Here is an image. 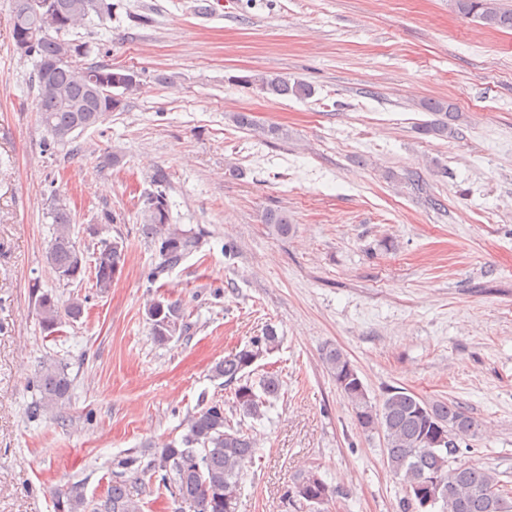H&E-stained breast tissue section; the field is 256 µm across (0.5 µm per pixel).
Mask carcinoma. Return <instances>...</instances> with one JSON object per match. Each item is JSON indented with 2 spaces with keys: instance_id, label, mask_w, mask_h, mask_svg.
<instances>
[{
  "instance_id": "cac0c4a2",
  "label": "carcinoma",
  "mask_w": 512,
  "mask_h": 512,
  "mask_svg": "<svg viewBox=\"0 0 512 512\" xmlns=\"http://www.w3.org/2000/svg\"><path fill=\"white\" fill-rule=\"evenodd\" d=\"M34 0H13L12 38L31 30H44L26 52L33 59L34 84L37 87V112L40 124L51 136L46 148L70 146L77 149V135L104 122L110 115L108 98L93 93L87 76L113 71L109 63L85 62L89 45L64 39L70 29L94 14H112L110 0H55L57 16L49 19L38 13ZM459 14L492 29H512V9L498 0H455ZM79 52L75 60H60L65 46ZM57 90L47 95L44 80ZM271 96L304 99L312 95L311 85L290 81L280 74H261L243 80ZM425 112L437 119L423 126L427 134L451 138L455 134L450 120L454 105L446 101L420 103ZM232 122L264 137L288 138L279 126H259L251 115L237 112ZM142 231L158 245L159 267H173L195 249L202 233L185 231L171 223L165 191L157 189L144 197ZM54 232L46 251V262L57 280L73 284L93 276L95 288L107 293L121 274L125 262L123 240L103 241L94 249L92 259L73 239L71 210L65 199H57L51 210ZM43 332L52 335L62 318L77 321L83 314L82 302L73 298L65 304L48 291L32 288ZM153 336L164 343L186 331L180 303L165 296L150 301L146 309ZM280 340L271 327L263 335L250 339L214 367L215 376L224 385L234 386L232 411L240 417L236 423L226 416L224 402L211 400L184 421V434L154 453L149 460L135 452L117 460L112 481L92 507V512H143L144 502L130 496L126 475L142 484L157 481L192 508V512H237V491L245 465L256 454L257 442L245 420L260 421L267 416L273 399L279 396L280 381L272 373L255 376L257 363L279 348ZM322 358L336 388L355 415L360 428L382 434L387 466L400 480L405 495L401 512H512V487L499 474L475 464L450 465L457 451L456 440L475 436L481 423L459 404L448 400H423L405 388H390L381 401L374 403L356 369L337 347L323 349ZM72 380L55 363L44 364L37 376L40 400L36 410L47 412L69 398ZM308 512L321 507L335 496L336 489L317 471H305L291 491ZM57 512H83L87 508L80 487L74 486L58 497Z\"/></svg>"
}]
</instances>
